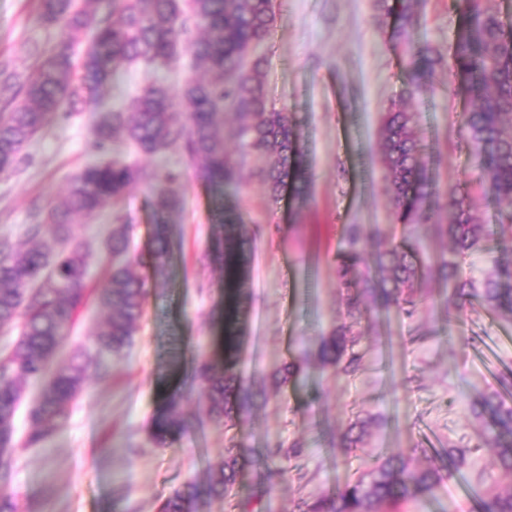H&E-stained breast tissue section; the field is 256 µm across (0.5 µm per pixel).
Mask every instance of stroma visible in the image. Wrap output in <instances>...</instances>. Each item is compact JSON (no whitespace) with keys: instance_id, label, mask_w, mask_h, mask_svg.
<instances>
[{"instance_id":"stroma-1","label":"stroma","mask_w":512,"mask_h":512,"mask_svg":"<svg viewBox=\"0 0 512 512\" xmlns=\"http://www.w3.org/2000/svg\"><path fill=\"white\" fill-rule=\"evenodd\" d=\"M275 21L261 52L270 103L286 112L311 173L306 202L268 199L266 185L247 162L234 189H214L185 162L182 149L136 155L140 165L176 174L180 206L161 216L155 191L134 186L95 218L74 217L71 238L94 258L87 275L90 296L70 333L71 346L92 348L106 311L98 301L105 285L101 247L115 220L126 226L134 272L146 282L144 317L131 344L117 356L102 355L64 428L44 444L25 448L29 411L40 385L28 382L15 421L16 445L0 464V491L13 495L17 512H160L164 500L186 484L199 497L195 512H228L209 496L211 472L235 439L239 471L235 502L249 512H293L299 499L329 494L384 453L412 448L422 465L447 467L448 448L467 449L462 473L446 476L434 495L400 505V512H478L476 491L494 484L500 469L484 432L470 414V400L512 376V317L468 302L449 314L443 282L425 279L420 312L362 311L354 319L363 355L358 374L340 379L317 362L322 336L351 320L337 284L336 259L348 225L378 226L379 247L408 240L424 259L451 256L449 240L424 225L396 223L380 160L383 112L402 97L405 46L392 42L374 0H274ZM416 40L448 55L460 31L451 0H422ZM58 29L45 23L38 0H0V64L19 76L36 65L34 48L52 45ZM461 79L437 69L431 85L408 99L423 160L439 203L451 191L477 194L483 224L503 218L481 199L486 181L467 139L462 117L468 102ZM94 103L54 115L21 150L16 168L0 174V237L17 248L57 246L53 227L37 240L23 234L36 210L60 203L72 178L104 154L126 144L95 146ZM234 200L240 223L255 232L244 309L228 314L226 267L211 256L224 235V205ZM168 225L169 254L155 268L153 247L160 223ZM453 256V255H452ZM512 272V238L489 239L484 249L455 257L464 280L493 272L491 257ZM234 337H226L225 319ZM220 360L233 367L256 395L233 432L215 424L199 383L201 365ZM298 370L276 383L285 365ZM183 394L184 432L169 445L150 433L163 398ZM372 418L364 447H342L353 416ZM279 446L266 457L268 445Z\"/></svg>"}]
</instances>
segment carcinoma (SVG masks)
<instances>
[{
  "mask_svg": "<svg viewBox=\"0 0 512 512\" xmlns=\"http://www.w3.org/2000/svg\"><path fill=\"white\" fill-rule=\"evenodd\" d=\"M464 18V30L452 47L448 66L466 81L471 108L464 128L475 148L479 166L487 175L485 194L506 208L508 223L497 229L512 231V30L482 6V0H453ZM420 0H401L399 10L388 0H377L385 16L394 15L392 37L408 42L406 93L412 97L427 88L443 59L428 43L410 41L418 25ZM42 19L57 26L58 41L25 79L0 69V88L19 86L9 111L0 115V174L14 168L22 147L59 112H77L86 94L103 96L119 70L141 64L154 72L174 61L190 24L204 30L189 44L194 64L208 77H190L178 93L154 78L134 98L131 109L108 108L100 113L95 136L99 145L121 139L146 156L182 148L186 161L209 185H237L241 166L252 159L256 174L268 184L278 201L289 190L305 201L311 175L299 146L298 134L288 116L268 103L264 57L257 53L274 21L273 0H40ZM88 34L81 57L75 56L77 36ZM236 118L232 137L237 150L224 146V115ZM381 158L390 183L391 204L400 224H424L435 237H446L457 254L479 250L489 235L474 215L469 189L452 191L445 207L431 204L433 184L422 148L414 132V115L405 108L384 113ZM177 176L148 169L122 158L96 160L84 167L67 188L59 205L46 209L26 234L40 236L51 224L59 232L58 248L45 251L17 250L0 240V329L17 331L12 347L0 353V444L10 445L15 416L22 396L21 383L36 380L42 389L32 411L25 446L47 441L63 428L73 403L82 395L90 370L98 369V356L120 354L128 347L143 313L145 281L125 258L128 241L118 224L104 248L111 264L107 285L98 296L107 310L105 324L95 331L97 355L77 348L68 359L57 361L65 347L76 310L86 299L85 281L90 253L72 243L66 231L71 217L93 218L119 200L131 187L148 182L157 190L156 205L175 211L179 198L168 188ZM224 245L215 248L214 259L230 266L238 279L236 304L243 303L244 276L251 241L246 225L238 223L234 206L224 205ZM363 231L350 228L348 249L336 267L340 287L349 291V315L361 307H395L412 319L421 300L414 283L432 273L453 285L452 296L476 299L491 311L512 316V273L486 277L481 287L457 278V266L441 258L423 262L403 245L378 250L367 258ZM168 254L167 225H159L153 260L161 268ZM359 340L355 324L345 323L322 337L319 360L336 376L351 377L361 356L353 351ZM198 378L206 392L212 420L226 428L248 412L255 394L243 387L232 368L205 363ZM166 409L153 420V436L165 442L183 431L181 394L167 395ZM471 416L486 422V438L495 449L497 462L507 479L484 490L482 512H512V379L500 382V390L473 402ZM367 429L356 421L344 441L350 448L364 445ZM235 445L225 449L224 463L211 473L209 492L230 496L235 482ZM443 481L440 470L421 468L415 449L399 450L375 459L357 478L329 495L303 500L297 512H382L389 506L422 494L432 495ZM197 490L188 485L172 493L162 512H194Z\"/></svg>",
  "mask_w": 512,
  "mask_h": 512,
  "instance_id": "cac0c4a2",
  "label": "carcinoma"
}]
</instances>
